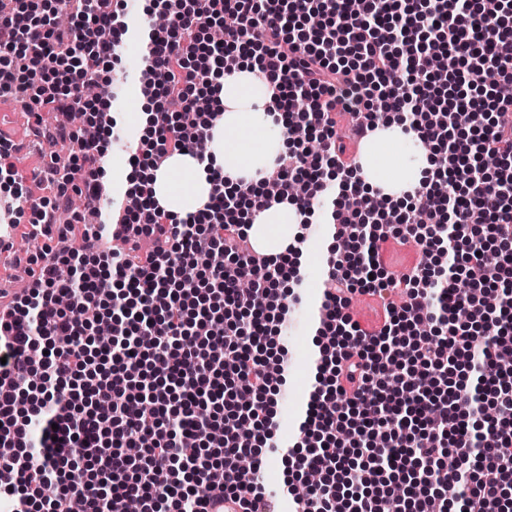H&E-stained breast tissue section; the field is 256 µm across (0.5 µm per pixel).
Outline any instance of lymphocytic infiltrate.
Returning a JSON list of instances; mask_svg holds the SVG:
<instances>
[{"instance_id":"1","label":"lymphocytic infiltrate","mask_w":512,"mask_h":512,"mask_svg":"<svg viewBox=\"0 0 512 512\" xmlns=\"http://www.w3.org/2000/svg\"><path fill=\"white\" fill-rule=\"evenodd\" d=\"M144 12L170 18L167 29L147 26L142 43L143 75L169 120L131 148L130 165L196 154L215 119L198 103L228 52L257 59L276 111L304 116L318 149L296 143L274 193L225 188L211 168L212 194L186 217L144 186L87 225L56 217L72 195H110L95 160L116 122L94 139L58 125V138L78 146L66 162L28 175L0 163V184L12 188L0 216L19 237L44 240L28 292L0 289V374L10 380L0 391V512H65L74 497L94 512L132 501L140 512H204L227 496L243 512H279L261 480L241 481L239 464L261 463L278 429L266 399L288 367L271 334L288 315L277 285L296 274L305 237L256 260L235 213L243 201L291 200L311 215L328 194L348 248L324 281L318 384L283 496L303 512H512V309L483 303L512 289V125L498 113L504 99L465 88L471 76L512 82V0H147ZM123 14V0H75L62 27L36 0H15L0 12V97H16L38 123L46 109L110 112L109 98L84 89L118 59ZM216 26L220 53L207 40ZM449 53L468 70L440 85L431 61ZM391 112L435 152L393 236L437 258L399 279L381 248L389 221L355 208L365 191L336 142L338 116L365 132ZM43 185L50 196L21 224L23 202ZM119 224L135 242L101 250ZM55 235L65 246L51 245ZM188 267L201 276L193 288L182 284ZM356 292L382 299V326L353 318ZM100 320L112 325L106 346L93 341ZM203 456L222 479L197 468ZM313 468L322 481L296 492Z\"/></svg>"}]
</instances>
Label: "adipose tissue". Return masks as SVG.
<instances>
[{"mask_svg": "<svg viewBox=\"0 0 512 512\" xmlns=\"http://www.w3.org/2000/svg\"><path fill=\"white\" fill-rule=\"evenodd\" d=\"M219 84L213 98L219 117L208 131L207 163L175 153L148 173L160 206L180 217L196 211L212 192L206 165L220 169L230 183L256 185L291 144L285 122L269 112V82L260 76L257 64L241 62L238 70ZM432 166L431 150L415 132L392 120L378 127L363 145L356 175L370 192L397 202L420 185ZM303 221L295 204L274 202L248 221L246 232L257 249L277 256L285 253Z\"/></svg>", "mask_w": 512, "mask_h": 512, "instance_id": "adipose-tissue-1", "label": "adipose tissue"}]
</instances>
